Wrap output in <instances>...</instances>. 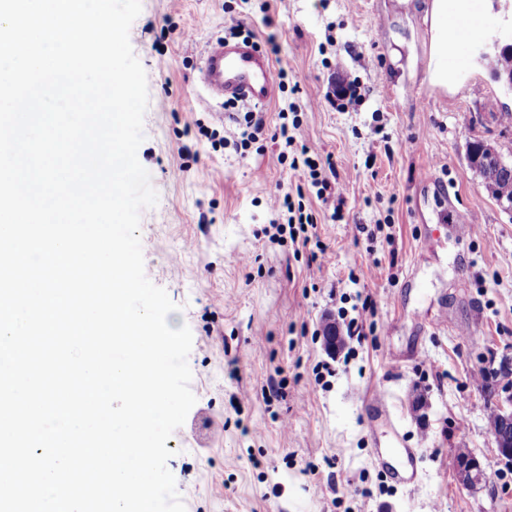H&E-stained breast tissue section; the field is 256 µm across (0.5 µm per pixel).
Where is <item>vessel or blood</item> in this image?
<instances>
[{
  "instance_id": "obj_1",
  "label": "vessel or blood",
  "mask_w": 512,
  "mask_h": 512,
  "mask_svg": "<svg viewBox=\"0 0 512 512\" xmlns=\"http://www.w3.org/2000/svg\"><path fill=\"white\" fill-rule=\"evenodd\" d=\"M450 35L459 38L465 50L464 55L449 59L452 68H466L467 51L486 38L489 22L480 12L472 14L463 22L449 25ZM196 79L210 99H236L256 106L271 102L276 86L272 62L254 44L239 43L221 38L210 41L201 57ZM373 419L377 424L387 426L389 437L376 450L377 462L386 469L396 482L410 485L418 479V468L411 449L405 447L392 420L386 404L380 399L369 402Z\"/></svg>"
}]
</instances>
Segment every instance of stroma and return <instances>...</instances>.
<instances>
[{"mask_svg": "<svg viewBox=\"0 0 512 512\" xmlns=\"http://www.w3.org/2000/svg\"><path fill=\"white\" fill-rule=\"evenodd\" d=\"M430 4L142 0L129 31L149 94L137 156L159 200L140 237L147 278L177 306L168 323L193 335L196 403L166 443L186 512H512V463L487 420L502 388L490 372L512 357V216L467 160L481 140L512 161V123L487 108L512 112V91L475 53L453 84L432 81ZM235 26L261 48L276 37L272 64L291 81L259 106L266 127L245 148L249 105L207 101L195 78L206 45ZM336 82L362 97L332 105ZM289 102L340 217L280 159L272 134ZM296 186L323 252L272 238L267 200ZM363 297V336L329 357L326 318ZM374 395L418 454L415 487L373 461ZM461 448L486 485L459 482Z\"/></svg>", "mask_w": 512, "mask_h": 512, "instance_id": "1", "label": "stroma"}]
</instances>
